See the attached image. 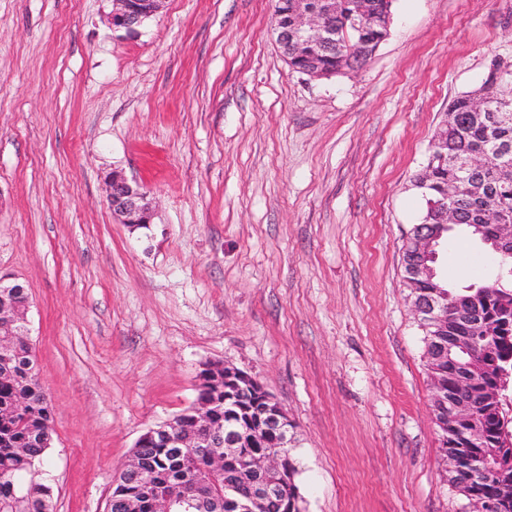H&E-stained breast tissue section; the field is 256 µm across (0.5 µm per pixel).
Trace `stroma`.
<instances>
[{
  "mask_svg": "<svg viewBox=\"0 0 512 512\" xmlns=\"http://www.w3.org/2000/svg\"><path fill=\"white\" fill-rule=\"evenodd\" d=\"M0 0V277L22 284L57 512H106L139 436L192 407L204 363L286 410L301 512H466L447 482L401 259L448 104L512 58V0H393L364 67L291 70L272 0ZM117 171L150 193L137 230ZM452 288L497 273L464 228ZM113 3L110 23L115 31L132 36L144 20L158 13L163 0H111ZM106 185L107 204L122 224L130 227L151 224L152 202L142 185L115 172L106 177Z\"/></svg>",
  "mask_w": 512,
  "mask_h": 512,
  "instance_id": "obj_1",
  "label": "stroma"
}]
</instances>
